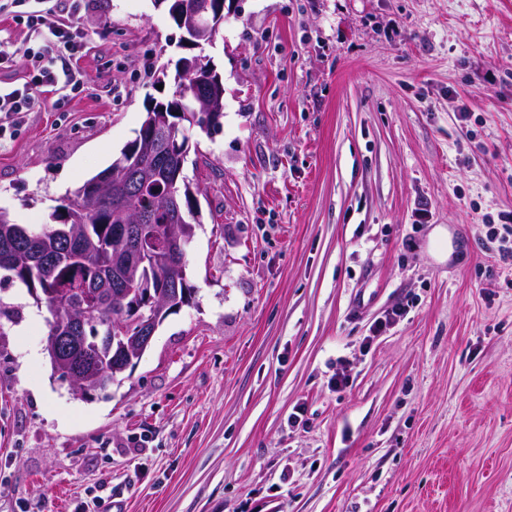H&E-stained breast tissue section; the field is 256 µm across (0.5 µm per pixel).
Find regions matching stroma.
<instances>
[{
	"label": "stroma",
	"mask_w": 512,
	"mask_h": 512,
	"mask_svg": "<svg viewBox=\"0 0 512 512\" xmlns=\"http://www.w3.org/2000/svg\"><path fill=\"white\" fill-rule=\"evenodd\" d=\"M18 12L0 40L38 49ZM81 26L82 90L0 113L18 224L174 90L166 6L86 0ZM202 53L224 117L188 132L194 305L86 400L0 275V512H512V0H233Z\"/></svg>",
	"instance_id": "1"
}]
</instances>
